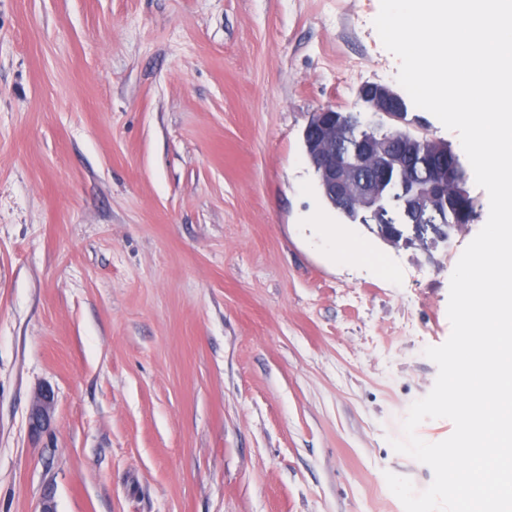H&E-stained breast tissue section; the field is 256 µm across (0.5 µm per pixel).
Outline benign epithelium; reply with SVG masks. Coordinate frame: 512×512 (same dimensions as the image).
<instances>
[{
    "instance_id": "benign-epithelium-1",
    "label": "benign epithelium",
    "mask_w": 512,
    "mask_h": 512,
    "mask_svg": "<svg viewBox=\"0 0 512 512\" xmlns=\"http://www.w3.org/2000/svg\"><path fill=\"white\" fill-rule=\"evenodd\" d=\"M361 99L377 114L396 122L404 119L399 96L386 86H364ZM306 134L309 158L324 195L354 214L360 210L375 214L384 207L388 177L393 173L408 176L417 144L416 136L398 127L389 132L358 133L332 109L314 113ZM430 149L441 158L440 164L434 167L425 188H409L401 199L403 209L416 220L441 210L448 186L459 180L457 156L449 154L435 140L430 142ZM54 400L51 388L40 391L29 416L33 433L48 429Z\"/></svg>"
}]
</instances>
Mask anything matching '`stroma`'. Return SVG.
Wrapping results in <instances>:
<instances>
[{"mask_svg": "<svg viewBox=\"0 0 512 512\" xmlns=\"http://www.w3.org/2000/svg\"><path fill=\"white\" fill-rule=\"evenodd\" d=\"M380 0H0V512H404L451 274L324 197L326 108L389 129ZM405 130L457 134L408 105ZM333 233L378 254L332 263ZM392 276H385V269ZM55 393L51 427L28 414ZM360 96L375 113L385 115L396 122H401L404 119L406 114L404 101L399 99V96L390 88L378 84L366 85ZM54 400L55 395L51 388L46 387L40 391L29 416L30 429L34 434L48 429Z\"/></svg>", "mask_w": 512, "mask_h": 512, "instance_id": "1", "label": "stroma"}]
</instances>
